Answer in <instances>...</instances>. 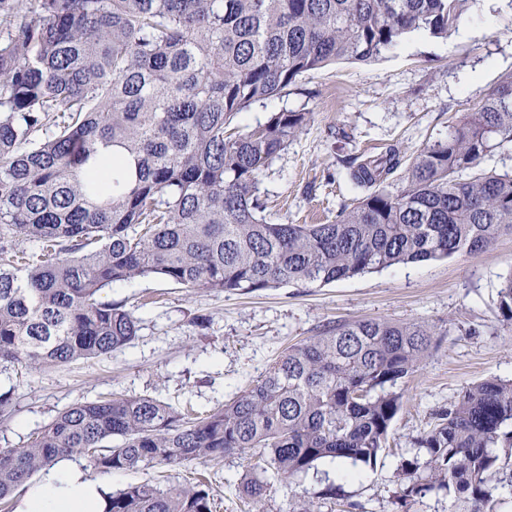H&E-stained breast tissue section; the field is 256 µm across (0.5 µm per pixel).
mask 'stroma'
<instances>
[{"mask_svg": "<svg viewBox=\"0 0 512 512\" xmlns=\"http://www.w3.org/2000/svg\"><path fill=\"white\" fill-rule=\"evenodd\" d=\"M512 75V0H471L448 37L414 33L376 60L339 61L304 74L281 97L236 118L248 130L271 113L302 111L313 118L259 178L269 221L327 224L359 197L347 163L393 146L404 162L416 150L446 140L460 112L480 104ZM512 275V235L478 255L397 265L329 285L294 284L254 294L190 293L147 277L114 284L104 299L121 301L139 318L122 352L34 375L0 367V386L14 387L10 412L0 411V448L26 447L57 414L108 394L152 397L200 412L220 408L261 377L290 345L326 324L361 319L425 322L435 346L399 388L400 410L389 447L355 477L319 463L290 483L274 482L265 512H291L295 501L340 487L346 512H448L446 495L401 507V458L433 414L472 383L512 378V323L498 292ZM247 462L229 456L209 465L217 512H244L238 483Z\"/></svg>", "mask_w": 512, "mask_h": 512, "instance_id": "obj_1", "label": "stroma"}]
</instances>
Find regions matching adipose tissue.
<instances>
[{
  "label": "adipose tissue",
  "mask_w": 512,
  "mask_h": 512,
  "mask_svg": "<svg viewBox=\"0 0 512 512\" xmlns=\"http://www.w3.org/2000/svg\"><path fill=\"white\" fill-rule=\"evenodd\" d=\"M104 508L100 483L63 459L29 487L19 512H103Z\"/></svg>",
  "instance_id": "ef3b65f1"
}]
</instances>
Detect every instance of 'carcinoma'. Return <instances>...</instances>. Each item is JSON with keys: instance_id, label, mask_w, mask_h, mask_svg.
<instances>
[{"instance_id": "cac0c4a2", "label": "carcinoma", "mask_w": 512, "mask_h": 512, "mask_svg": "<svg viewBox=\"0 0 512 512\" xmlns=\"http://www.w3.org/2000/svg\"><path fill=\"white\" fill-rule=\"evenodd\" d=\"M469 0H0V365L34 374L107 356L139 320L101 294L156 276L189 292L330 284L400 264L480 253L512 233V173L481 167L512 147V76L420 149L403 185L391 147L350 168L363 196L332 224H276L259 176L309 112L236 116L336 61L368 63L413 32L446 37ZM112 169L92 173L101 150ZM37 245L30 252L26 243ZM512 322V276L499 291ZM435 329L363 319L288 347L232 402L200 416L151 397L60 412L26 448H0V501L61 458L95 472L247 460L256 512L272 482L323 460L372 465L399 409L395 388ZM403 458L400 498L432 492L496 512L512 486V380L486 378L433 414ZM115 445H109L113 439ZM203 483L130 484L105 512H214Z\"/></svg>"}]
</instances>
